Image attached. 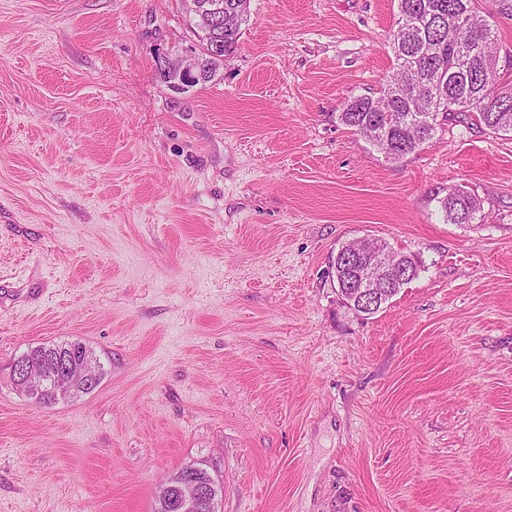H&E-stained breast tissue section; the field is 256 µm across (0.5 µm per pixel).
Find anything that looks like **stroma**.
Here are the masks:
<instances>
[{
    "mask_svg": "<svg viewBox=\"0 0 512 512\" xmlns=\"http://www.w3.org/2000/svg\"><path fill=\"white\" fill-rule=\"evenodd\" d=\"M397 18L251 0L176 93L181 0H0V512H154L192 463L221 512H512V137L466 120L393 162L341 123ZM358 238L420 266L371 316L329 277ZM67 340L101 384L19 395L14 358ZM448 222L452 224H464V217L468 213L476 214L479 204L475 196L468 191L455 189L440 201Z\"/></svg>",
    "mask_w": 512,
    "mask_h": 512,
    "instance_id": "1",
    "label": "stroma"
}]
</instances>
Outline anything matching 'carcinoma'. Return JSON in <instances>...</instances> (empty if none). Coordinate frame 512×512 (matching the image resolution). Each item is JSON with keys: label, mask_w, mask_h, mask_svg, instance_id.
I'll list each match as a JSON object with an SVG mask.
<instances>
[{"label": "carcinoma", "mask_w": 512, "mask_h": 512, "mask_svg": "<svg viewBox=\"0 0 512 512\" xmlns=\"http://www.w3.org/2000/svg\"><path fill=\"white\" fill-rule=\"evenodd\" d=\"M398 26L391 49L394 73L383 83L378 95H361L348 100L340 113L343 125L355 130L394 162L404 159L431 142L441 123L469 119L496 132L512 135V98L499 100L481 85L479 57L494 59L495 31L478 7V0H397ZM476 48L478 57L468 71L458 68L460 42ZM445 78L435 117L412 110L408 96L395 95L396 88L408 84L420 94L431 90L430 74ZM448 222L464 223V215L476 213L479 204L469 192L456 189L440 201ZM28 362L46 379L60 366L83 367L92 362L100 375L104 364L94 350L80 341H63L36 346L23 352ZM89 393L79 387L60 398L51 384L44 386L43 405L62 400L75 401Z\"/></svg>", "instance_id": "obj_1"}]
</instances>
